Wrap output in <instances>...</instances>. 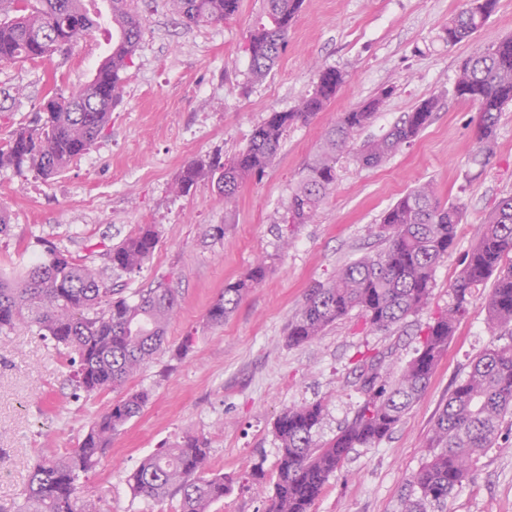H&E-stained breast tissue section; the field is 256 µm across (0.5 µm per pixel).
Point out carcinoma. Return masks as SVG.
Instances as JSON below:
<instances>
[{"label":"carcinoma","instance_id":"carcinoma-1","mask_svg":"<svg viewBox=\"0 0 512 512\" xmlns=\"http://www.w3.org/2000/svg\"><path fill=\"white\" fill-rule=\"evenodd\" d=\"M96 0H0V63L51 58L66 53L99 29L86 4ZM112 56L96 68L91 81L68 93L52 87L45 105L26 127L11 132L0 145V169L29 170L49 179L89 151L106 128L112 108L122 98L124 73L143 33V17L130 0H110ZM302 0H264L247 46L250 71L265 77L288 42V31ZM185 26L222 22L237 14L240 0H167ZM498 0H469L448 19L443 41L453 46L481 30ZM344 70L317 68L313 91L288 112H272L257 125L249 145L231 162L194 160L183 167L174 190L185 194L204 179L214 181L224 205L239 189L258 178L275 157L284 134L305 123L335 99L346 83ZM457 97L479 112L477 143L482 157L493 153L501 112L512 104V38L493 43L467 59L455 81ZM377 97L338 116L291 191L281 222L311 224L339 179L338 163L349 153L354 134L368 125L382 106ZM436 98L422 101L384 134L370 138L355 152L363 168H376L414 141L432 122ZM461 213L440 201L433 183L410 190L382 215L376 236L385 247L343 266L330 282L309 289L299 314L288 324V345L314 340L354 309L375 330H386L419 311L427 302L438 264L455 246ZM158 245L151 224L139 226L107 253L116 277L134 273ZM266 266L259 262L242 279L224 285L207 318L221 324L243 297L260 285ZM486 323L495 330L512 323V195L498 201L476 243L462 261L452 285V302L428 325L415 356L396 374L375 355L362 363L364 400L354 417L330 440H316L325 406L320 401L286 409L274 431L280 442L277 478L267 512H310L329 478L354 448H372L387 437L417 402L467 314L472 289L487 281ZM178 305L170 284L161 281L115 296L101 272L80 256L54 247L33 264L21 282L0 279V333L35 326L63 348L72 378L89 395L117 390L124 396L103 411L78 447L64 455L46 453L33 467L14 508L0 512H99L97 504L77 496V481L107 454L112 438L142 411L145 390L127 384L154 358L164 343ZM512 418V344L483 351L456 383L438 414L428 439L429 459L411 479L406 512H428L444 503L467 480L474 461L493 447L502 425ZM208 439L188 436L175 448L145 458L127 477L134 495L161 502L179 499V512H210L224 498V475L209 469Z\"/></svg>","mask_w":512,"mask_h":512}]
</instances>
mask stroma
Wrapping results in <instances>:
<instances>
[{"mask_svg": "<svg viewBox=\"0 0 512 512\" xmlns=\"http://www.w3.org/2000/svg\"><path fill=\"white\" fill-rule=\"evenodd\" d=\"M465 0H303L288 44L261 80L245 51L263 0H241L224 22L187 27L166 0H134L145 26L125 73L122 101L88 152L50 180L0 169V209L11 226L0 237V276L20 280L45 246L106 266L104 253L142 224L159 244L143 268L123 276L126 292L167 280L178 314L162 350L131 382L150 389L142 413L112 439V449L79 481L100 512H178L177 500L134 497L126 477L147 456L183 437L211 442V467L229 487L210 512H264L273 493L279 442L274 423L288 407L323 401L319 440L333 438L363 400L362 355L383 354L394 367L415 354L429 323L447 309L460 261L474 229L512 195V107L502 113L490 158L476 153L478 112L456 97L461 62L512 36V0L469 40L448 46L442 28ZM106 53L102 35L68 54L0 65V139L27 125L47 90L87 82ZM337 66L349 83L310 123L290 128L260 179L246 183L225 207L212 182L185 196L171 186L189 161L221 154L231 161L272 112L293 109L314 86L315 65ZM384 96L354 144L380 134L421 101L438 108L426 130L382 166L347 161L314 223L288 226L279 217L292 188L339 113ZM434 183L441 202L463 209L455 248L436 268L427 304L386 331L367 326L359 311L301 346L287 327L308 289L331 281L350 260L380 250L373 233L382 213L417 185ZM289 246H282V238ZM268 270L236 310L215 325L206 319L225 284L258 260ZM488 286L473 292L420 400L391 435L352 450L311 512H405L408 481L424 464L427 439L455 382L488 347L512 342V328L489 330ZM193 336L188 354L178 349ZM87 396L69 379L53 341L18 327L0 340V505L19 501L30 471L46 451L77 447L94 418L119 400ZM439 512H512V425L479 457L472 478Z\"/></svg>", "mask_w": 512, "mask_h": 512, "instance_id": "35a3bbf8", "label": "stroma"}]
</instances>
